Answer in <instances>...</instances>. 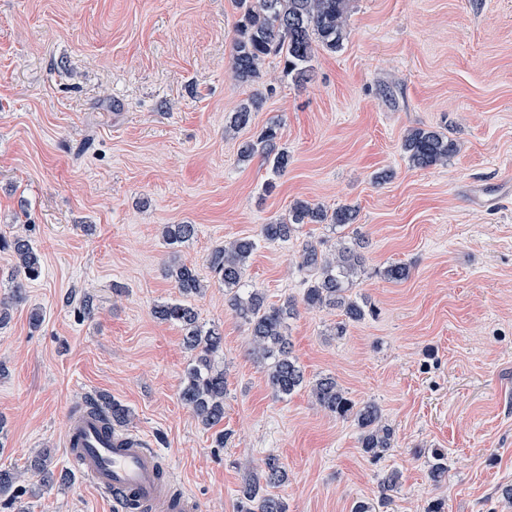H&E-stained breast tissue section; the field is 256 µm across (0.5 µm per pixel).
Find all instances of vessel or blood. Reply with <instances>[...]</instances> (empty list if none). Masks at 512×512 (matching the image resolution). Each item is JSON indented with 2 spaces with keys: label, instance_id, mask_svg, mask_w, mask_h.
Instances as JSON below:
<instances>
[{
  "label": "vessel or blood",
  "instance_id": "b4317fda",
  "mask_svg": "<svg viewBox=\"0 0 512 512\" xmlns=\"http://www.w3.org/2000/svg\"><path fill=\"white\" fill-rule=\"evenodd\" d=\"M66 448L74 467L116 502H135L144 512H198L190 492L171 490V476L156 449L133 435L117 445L104 433L96 415L72 419Z\"/></svg>",
  "mask_w": 512,
  "mask_h": 512
}]
</instances>
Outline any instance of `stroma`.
<instances>
[{
  "instance_id": "obj_1",
  "label": "stroma",
  "mask_w": 512,
  "mask_h": 512,
  "mask_svg": "<svg viewBox=\"0 0 512 512\" xmlns=\"http://www.w3.org/2000/svg\"><path fill=\"white\" fill-rule=\"evenodd\" d=\"M236 20L234 0H0V237L27 236L43 268L0 327V468L47 447L68 475L0 512H118L67 455L71 411L99 396L131 410L127 433L199 512H236L270 455L288 472L274 490L287 512H427L436 499L512 512V0H351L343 49L317 51L301 84L273 57L239 79ZM253 97L251 124L229 129ZM270 125L290 156L281 173L240 155ZM420 126L455 143L446 164L409 162L403 139ZM298 201L358 216L260 239ZM167 224L198 232L171 245ZM355 231L366 263L350 294L372 312L339 337L341 311L304 302L301 255ZM239 238L257 242L245 287L296 303L288 336L307 385L284 399L206 266ZM175 261L205 277L189 303L224 336L220 448L178 396L183 332L153 313L180 297L164 275ZM393 263L407 280L382 277ZM323 375L378 406L394 431L381 459L353 419L316 405L308 384ZM435 448L448 463L438 485L423 460Z\"/></svg>"
}]
</instances>
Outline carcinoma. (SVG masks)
Returning <instances> with one entry per match:
<instances>
[{
    "mask_svg": "<svg viewBox=\"0 0 512 512\" xmlns=\"http://www.w3.org/2000/svg\"><path fill=\"white\" fill-rule=\"evenodd\" d=\"M239 13L238 37L233 47V67L239 77L248 81L260 75L266 57L274 54L283 58V73L299 83L306 77L309 64L317 49L337 52L347 36V18L350 0H234ZM253 104L245 103L232 114L230 127L242 129L252 121ZM277 129L270 126L257 142L241 146L240 156L250 158L262 149L277 173L288 168V152L277 147ZM403 149L413 166L427 168L448 162L456 145L435 129L414 128L408 131ZM331 219L336 226L355 223L357 210L342 206L327 216L322 209L303 201L294 203L288 221L261 225L260 234L269 242L287 241L298 226ZM197 229L194 224H167L163 234L169 244H184L192 240ZM8 249L17 257L14 285L9 296L0 299V325L10 319V308L22 301L23 281H34L42 275L40 257L29 240L16 236L10 241L0 240V248ZM366 241L360 235L342 241L336 251L327 256L310 246L304 250L301 267L312 272L304 301L309 307H334L342 311L345 321L336 324V335L346 332V323L359 321L366 315V305L349 295V288L360 277L365 264L363 249ZM255 242L237 239L214 248L207 257L211 274L224 284V295L231 311L247 326L253 354L264 365L267 382L273 393L281 398L292 395L304 386L305 377L292 355L286 335L288 319L296 314L292 300L267 305L263 293L252 290L241 292L242 279ZM410 268L394 263L382 271L384 279L401 282L408 279ZM167 276L185 297L202 292L205 283L193 265L174 262L167 268ZM157 319L176 324L184 331L183 341L194 352L186 368L179 398L207 428L224 422L226 381L224 366L219 362L223 353L224 337L213 329L203 330L198 324L194 308L184 301L161 303L154 307ZM315 402L325 411L340 418H353L361 431L360 444L364 452L379 457L392 445L393 429L384 424L378 407L373 403L356 404L348 398L336 382L325 375L311 384ZM85 404L102 409L114 427H124L131 411L118 401L100 404L90 398ZM51 449L42 448L27 460V467L39 477L40 484L48 486L54 477L48 471ZM429 478L441 482L447 472L444 452L435 449L428 461ZM288 480L284 464L276 456H268L260 473L247 478L242 486L238 512H287L284 500L264 492V487H279Z\"/></svg>",
    "mask_w": 512,
    "mask_h": 512,
    "instance_id": "carcinoma-1",
    "label": "carcinoma"
}]
</instances>
